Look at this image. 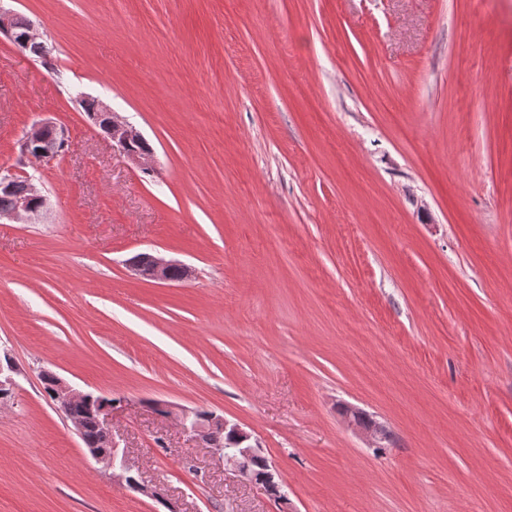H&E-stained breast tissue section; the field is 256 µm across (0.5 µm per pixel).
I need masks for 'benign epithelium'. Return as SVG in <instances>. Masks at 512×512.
<instances>
[{
    "label": "benign epithelium",
    "mask_w": 512,
    "mask_h": 512,
    "mask_svg": "<svg viewBox=\"0 0 512 512\" xmlns=\"http://www.w3.org/2000/svg\"><path fill=\"white\" fill-rule=\"evenodd\" d=\"M20 18L21 14L0 3V33L7 36L19 51L31 54L36 45L44 40L43 27L30 19L25 21L24 26L19 27L17 21ZM101 118L106 119V138L112 143V149L126 155L141 170H153L154 151L135 152L127 149V144L144 139L142 133L103 102L99 104V113L91 115V120L95 124ZM23 143L25 159L50 163L62 154L68 143V132L52 121L40 120L34 122L26 131ZM47 207V196L31 182L28 184L27 193L19 196L12 208L0 212V221L31 222L39 219ZM129 266L139 276L168 283L171 281V271L179 267L180 263L149 253L144 255L142 260H129ZM11 371L12 365H0V399L3 401L12 395L13 380L9 375ZM94 398L100 403L96 421L98 428L106 436V446L98 448L92 445L91 453L107 468L119 469L118 479L130 489L144 495L157 496V492L150 489L140 480L139 475L133 472L126 459L118 457L117 445L112 441V431L108 427V416L112 415L115 402L105 396L98 397L91 391H80L57 375L51 376L50 401L56 409L61 411ZM160 409L163 417L174 418L183 432L198 435L204 442L208 441L209 434L217 429L228 433L234 439L233 447L214 445L216 452L224 458V464L232 466L249 483L261 486L270 497L286 499L285 481L274 465L266 463L264 473L261 475L256 474L251 468V464L263 457V454L258 443L252 440V435L239 424L214 412L185 409L178 411L175 406L165 401L160 402ZM361 431L367 441L378 448L383 447L390 438L389 431L381 424L371 428L363 427Z\"/></svg>",
    "instance_id": "7a95c632"
}]
</instances>
